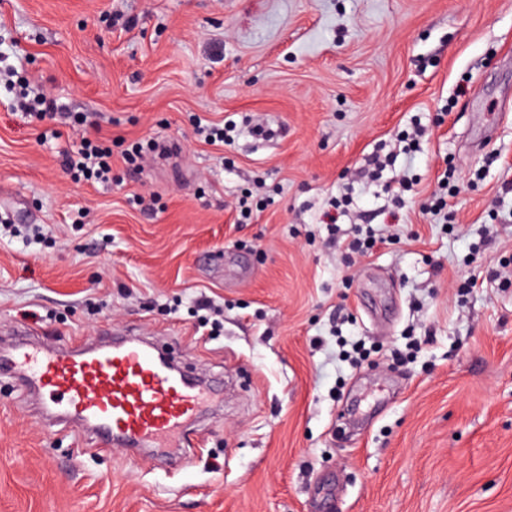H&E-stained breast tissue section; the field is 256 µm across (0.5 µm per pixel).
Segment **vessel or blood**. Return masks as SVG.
Instances as JSON below:
<instances>
[{
    "label": "vessel or blood",
    "mask_w": 512,
    "mask_h": 512,
    "mask_svg": "<svg viewBox=\"0 0 512 512\" xmlns=\"http://www.w3.org/2000/svg\"><path fill=\"white\" fill-rule=\"evenodd\" d=\"M160 357L133 337L49 351L22 344L0 369L41 390L46 416L105 446L136 448L180 440L206 399L203 386L168 370Z\"/></svg>",
    "instance_id": "1"
}]
</instances>
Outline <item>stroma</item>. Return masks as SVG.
Segmentation results:
<instances>
[{"instance_id": "obj_1", "label": "stroma", "mask_w": 512, "mask_h": 512, "mask_svg": "<svg viewBox=\"0 0 512 512\" xmlns=\"http://www.w3.org/2000/svg\"><path fill=\"white\" fill-rule=\"evenodd\" d=\"M24 90L89 121L23 119ZM418 122L419 152L373 174ZM96 135L108 187L63 167ZM152 139L173 153L124 162ZM508 184L512 0H0V345L126 332L221 395L135 457L48 428L0 375V512H512ZM360 227L374 248L346 253ZM236 124L226 123L222 126L218 124L202 125V120L196 122V132L204 137V140L215 145L216 143L229 144L231 142L230 133L234 131Z\"/></svg>"}]
</instances>
